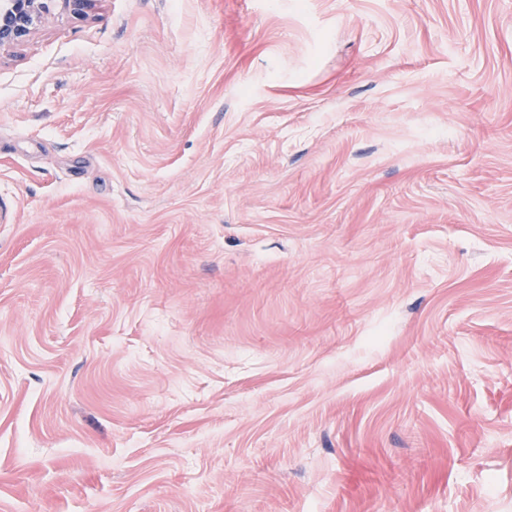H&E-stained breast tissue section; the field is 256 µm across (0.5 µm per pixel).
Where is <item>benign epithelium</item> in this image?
Masks as SVG:
<instances>
[{
    "mask_svg": "<svg viewBox=\"0 0 512 512\" xmlns=\"http://www.w3.org/2000/svg\"><path fill=\"white\" fill-rule=\"evenodd\" d=\"M96 0H0V49L24 42L50 6L84 13Z\"/></svg>",
    "mask_w": 512,
    "mask_h": 512,
    "instance_id": "7a95c632",
    "label": "benign epithelium"
}]
</instances>
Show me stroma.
Listing matches in <instances>:
<instances>
[{"instance_id": "stroma-1", "label": "stroma", "mask_w": 512, "mask_h": 512, "mask_svg": "<svg viewBox=\"0 0 512 512\" xmlns=\"http://www.w3.org/2000/svg\"><path fill=\"white\" fill-rule=\"evenodd\" d=\"M0 512H512V0L0 50Z\"/></svg>"}]
</instances>
